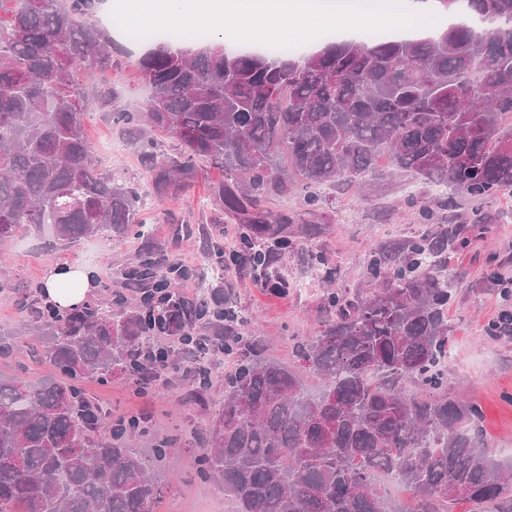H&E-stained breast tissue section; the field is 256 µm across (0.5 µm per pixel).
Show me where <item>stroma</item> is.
Wrapping results in <instances>:
<instances>
[{
	"mask_svg": "<svg viewBox=\"0 0 512 512\" xmlns=\"http://www.w3.org/2000/svg\"><path fill=\"white\" fill-rule=\"evenodd\" d=\"M98 20L113 43L122 48L123 63L110 71L83 77L84 89L89 94L100 87L112 89L127 109L138 111L148 88L135 62L148 46L129 39L106 7H99ZM85 130L89 143L116 181L146 183L148 175L134 147L106 113H89ZM222 177L218 169H208L188 194L160 205L146 203L142 217L152 227L154 239L169 246L171 260L197 270L218 261L215 246L223 241L221 226L232 221L229 215H217L211 202L210 187ZM372 182L374 188L369 192L361 183L351 181L319 188L324 204L311 221L321 227V234L311 239L296 236L292 251L274 255L275 268L289 282L284 293L272 294L251 276L232 271L223 279L211 281V290L224 298L226 306L248 325L257 326L267 357L284 364L292 361L296 339L319 330L328 296L364 286L370 253L379 242L405 239L423 230L426 223L444 222L446 213L432 187L414 185V193L428 203L430 218L425 221L418 207L408 201V177L384 168ZM480 212L487 229L484 237L448 257L459 285L448 308L446 367L452 391L480 405L489 446L497 459L507 462L512 461V336L491 335L489 328L507 307L501 289L512 284L504 278L505 272L512 270V193L486 200ZM141 248V239L131 235L122 240H104L101 250L94 254L85 242L60 251L49 248L46 238L31 230L0 242V281L5 284L0 290V329L20 330L24 316L18 310L19 289L33 290L43 284L50 272L58 269L60 258L96 274L103 268L115 271L135 264ZM314 250L329 259L335 277L327 279L315 272L309 261ZM490 254L497 257V275L493 278L485 266ZM40 349V337H23L12 357L0 362V369L33 382L46 378L53 367ZM88 389L116 413L139 406L153 408L157 413L156 434L179 436L170 456L156 468L161 488L159 512H237L236 502L225 496L222 484L196 477L198 450L191 435L192 429L224 400L223 360H216L212 367V386L204 407L190 399L187 387L176 379L143 395L136 394L119 376L113 378L111 386L92 383Z\"/></svg>",
	"mask_w": 512,
	"mask_h": 512,
	"instance_id": "35a3bbf8",
	"label": "stroma"
}]
</instances>
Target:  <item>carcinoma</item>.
<instances>
[{
    "label": "carcinoma",
    "instance_id": "obj_1",
    "mask_svg": "<svg viewBox=\"0 0 512 512\" xmlns=\"http://www.w3.org/2000/svg\"><path fill=\"white\" fill-rule=\"evenodd\" d=\"M0 19V241L23 228L65 248L100 235L143 238L122 271L133 298L63 313L20 292L54 375L30 383L0 372V512H155L150 465L127 440L152 433L148 410L112 415L81 382L121 373L141 387L179 357L152 339L197 337L238 354L224 404L194 437L196 474L219 479L240 512H512V471L495 460L482 411L450 392L445 309L454 276L448 252L471 244L462 224L373 249L368 287L336 292L314 336L293 346L296 364L263 355L257 336L223 326L224 310L180 294L166 246L136 221L137 188L102 168L84 136L87 111L108 109L149 175L151 197L186 193L207 167L219 212L249 225L251 261L271 266L288 224L266 202L387 165L446 185L441 207L512 190V0H439L446 29L424 38L325 43L295 58L232 51L215 36L196 51L149 40L137 61L149 95L142 109L115 94L90 97L82 71L110 70L120 51L96 19L99 0H9ZM174 138L170 154L156 135ZM20 343L0 330V358ZM324 379L313 390L306 376ZM203 401L211 371L183 366ZM413 385L418 391L411 392ZM392 474L412 507L375 474Z\"/></svg>",
    "mask_w": 512,
    "mask_h": 512
}]
</instances>
